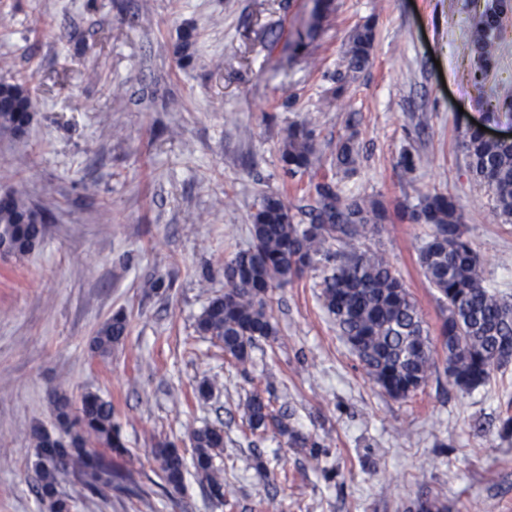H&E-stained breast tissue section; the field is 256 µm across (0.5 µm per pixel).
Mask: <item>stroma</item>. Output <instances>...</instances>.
<instances>
[{
    "instance_id": "1",
    "label": "stroma",
    "mask_w": 512,
    "mask_h": 512,
    "mask_svg": "<svg viewBox=\"0 0 512 512\" xmlns=\"http://www.w3.org/2000/svg\"><path fill=\"white\" fill-rule=\"evenodd\" d=\"M491 0H0V79L25 76L40 101L20 135L0 132V190L47 217L28 256L0 255V512H47L36 493L33 426L52 427L51 398L98 393L114 406L139 494L93 495L72 474L58 489L72 512H407L438 499L445 512H512V363L488 383L449 388L444 352L416 394L396 399L366 374L319 299L322 274L274 289L277 336L246 364L198 335L224 292V260L250 243L251 215L278 193L292 211L336 172L337 141L357 131L349 195L394 209L414 188L456 197L487 284L512 300V224L498 220L474 177L466 134L512 132L496 111L512 99V11L496 67L475 83L466 51ZM372 24L366 68L345 70L355 29ZM192 31L191 61L175 47ZM311 121L316 173L284 175L279 149L296 119ZM415 161V187L399 164ZM428 228L395 222L360 240L387 253L431 333L443 315L419 265ZM164 288L144 292L148 279ZM125 311L110 353L90 348ZM219 377L206 401L197 385ZM270 399L288 434L254 435L252 393ZM224 430L214 465L224 501L194 473L164 487L158 442L184 458L189 435ZM306 445L295 444V437ZM327 449L312 459L310 441Z\"/></svg>"
}]
</instances>
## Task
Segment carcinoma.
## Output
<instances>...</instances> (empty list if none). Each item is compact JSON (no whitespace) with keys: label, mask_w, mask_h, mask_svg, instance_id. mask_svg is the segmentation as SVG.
<instances>
[{"label":"carcinoma","mask_w":512,"mask_h":512,"mask_svg":"<svg viewBox=\"0 0 512 512\" xmlns=\"http://www.w3.org/2000/svg\"><path fill=\"white\" fill-rule=\"evenodd\" d=\"M507 4L484 10L469 51L480 66L474 79L488 74L496 63L494 32L503 26ZM372 26L355 30L346 53L347 69H362L370 60ZM39 107L25 81L0 80V129L19 132ZM473 173L494 201V213L512 224V141L491 139L470 129L465 143ZM280 160L286 174L295 176L321 166L315 130L305 120L288 125ZM360 151L354 135L336 143V174L357 170ZM417 203L396 208V217L429 227L419 250V263L438 295L444 312L439 335L446 350L448 387L470 391L508 364L512 353V302L485 285L482 265L465 237L457 201L414 187ZM295 220L278 194L262 196L252 214V245L224 265V294L212 298L196 322V331L224 347V354L240 364L260 340L276 335L269 292L300 278L307 271H329L323 277L321 299L336 327L367 373L388 395L405 399L424 387L436 368L430 331L418 305L380 251L361 250L355 242L389 220L388 209L372 197L344 196L341 181L315 185L312 203ZM44 224L37 222L26 201L12 193L0 202V242L22 258L40 243ZM127 332V318L117 313L105 321L92 339V348L106 354ZM56 427H35V472L41 501L49 512H71L70 500L57 490L59 475L71 471L92 494L104 489L128 492L135 485L131 471L100 452L124 448L120 426L112 419V402L88 392L78 410L69 398L54 400ZM248 424L264 431L273 419L269 403L260 395L246 402ZM192 464L210 495L221 502L228 490L213 465L214 452L224 447L222 430L205 427L192 432ZM163 460V479L174 490L187 471L184 457L167 444L155 449Z\"/></svg>","instance_id":"carcinoma-1"}]
</instances>
